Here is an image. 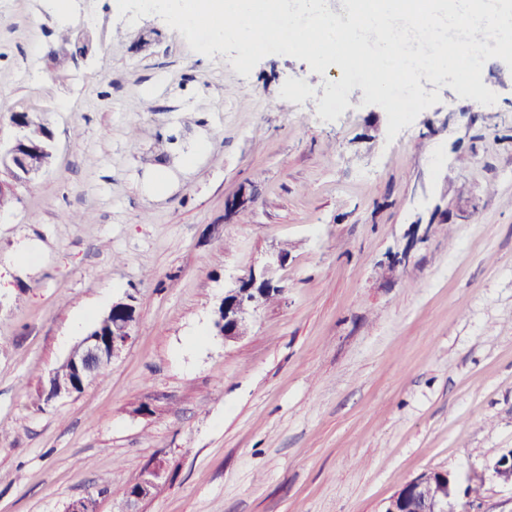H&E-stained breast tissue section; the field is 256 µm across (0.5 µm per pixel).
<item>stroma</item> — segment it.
<instances>
[{"mask_svg": "<svg viewBox=\"0 0 512 512\" xmlns=\"http://www.w3.org/2000/svg\"><path fill=\"white\" fill-rule=\"evenodd\" d=\"M67 4L0 0V137L35 112L55 138L0 214V512L88 495L97 512H382L433 470L479 486L475 512H512L486 472L512 448V69L485 62L491 106L423 82L440 103L390 142L361 87L318 116L338 66L269 55L244 77L159 15ZM63 28L91 51L60 71ZM244 188L251 208L226 216ZM279 247L282 297L225 342V281ZM127 295L129 346L44 404L42 380ZM155 466L130 506L121 488ZM161 476V469L154 467L149 469L146 474L135 484L137 488L134 494H130L126 497L129 503H139L140 501L149 498L152 495L153 490L156 487V481Z\"/></svg>", "mask_w": 512, "mask_h": 512, "instance_id": "stroma-1", "label": "stroma"}]
</instances>
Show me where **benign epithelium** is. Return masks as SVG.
I'll return each mask as SVG.
<instances>
[{
    "instance_id": "obj_1",
    "label": "benign epithelium",
    "mask_w": 512,
    "mask_h": 512,
    "mask_svg": "<svg viewBox=\"0 0 512 512\" xmlns=\"http://www.w3.org/2000/svg\"><path fill=\"white\" fill-rule=\"evenodd\" d=\"M54 154V138L36 140L27 134L16 133L6 141L0 139V173L18 183L34 180L49 166ZM254 196L241 190L227 205V213L235 216L251 207ZM288 251L277 249L267 253L262 265L243 276L234 278L224 288V297L217 308L214 321L218 335L224 342H235L247 332L249 318L257 309L256 302L267 294H281L279 272L285 266ZM112 317V332L97 334L88 332L70 350L64 360L72 374L71 382L63 386L55 381L50 372L42 386L45 402L71 398L82 393L94 383L103 368L118 356L132 339L137 323L136 307L131 298L112 303L107 311ZM494 480L505 471H512V448L493 459L487 466ZM161 469L154 467L137 482L135 492L127 497L130 503H138L152 495ZM435 472H425L407 482L386 503L382 512H471L472 501L459 502L458 497H439L432 493L430 484Z\"/></svg>"
}]
</instances>
